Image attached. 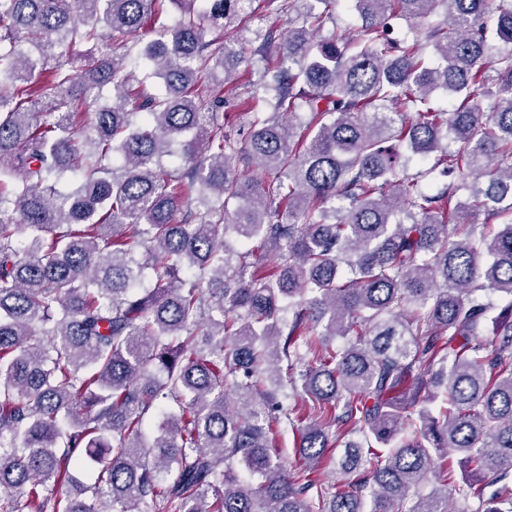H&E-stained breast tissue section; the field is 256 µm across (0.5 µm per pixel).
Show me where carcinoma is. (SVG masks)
Here are the masks:
<instances>
[{
	"instance_id": "carcinoma-1",
	"label": "carcinoma",
	"mask_w": 512,
	"mask_h": 512,
	"mask_svg": "<svg viewBox=\"0 0 512 512\" xmlns=\"http://www.w3.org/2000/svg\"><path fill=\"white\" fill-rule=\"evenodd\" d=\"M164 2L0 0V512H512V0ZM330 10L333 13L338 31L342 33H351L360 23L357 15L349 7V4L343 0H334L331 3ZM259 41H251L246 42L244 44V60L245 63L240 65V68L238 72H240V79L236 83L235 86H228L224 89V98L228 100L229 104L224 107V111L226 112H233L234 109L232 107L234 98L242 94L244 92V85L247 80V78H251L252 82H257L261 78L262 75V69L261 64L256 63L255 61L258 59V56L253 57L251 54L252 50H254L257 46H259ZM253 59V60H252ZM251 62V63H250ZM246 73V75H245Z\"/></svg>"
}]
</instances>
